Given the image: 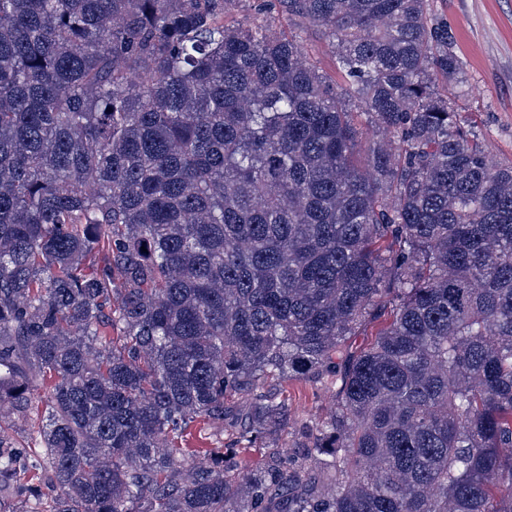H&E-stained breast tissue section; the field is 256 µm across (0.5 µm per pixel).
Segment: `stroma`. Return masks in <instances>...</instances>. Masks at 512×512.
Returning a JSON list of instances; mask_svg holds the SVG:
<instances>
[{"label": "stroma", "mask_w": 512, "mask_h": 512, "mask_svg": "<svg viewBox=\"0 0 512 512\" xmlns=\"http://www.w3.org/2000/svg\"><path fill=\"white\" fill-rule=\"evenodd\" d=\"M431 7L447 18L463 64L458 111L474 122L494 159L512 160V0H432ZM280 393L288 400V427L279 444L288 448L336 399L335 389L314 377L282 382Z\"/></svg>", "instance_id": "1"}]
</instances>
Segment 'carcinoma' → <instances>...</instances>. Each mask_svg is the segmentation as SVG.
<instances>
[{"label":"carcinoma","mask_w":512,"mask_h":512,"mask_svg":"<svg viewBox=\"0 0 512 512\" xmlns=\"http://www.w3.org/2000/svg\"><path fill=\"white\" fill-rule=\"evenodd\" d=\"M237 2L0 0V512H512V161L448 21ZM309 375L334 410L244 467ZM282 29L292 32L293 34H300L305 45L307 46L309 55L319 67L331 76L335 74V58L328 51L326 46V38L322 30L319 28L296 29L293 26H288V15L280 16L279 20L275 22ZM336 75V74H335ZM188 432L191 433L187 438L191 448H195L201 455L197 460L204 459L203 454L206 450L224 448L222 447L224 442L228 441L225 434L221 436L214 428L203 422L195 423Z\"/></svg>","instance_id":"1"}]
</instances>
